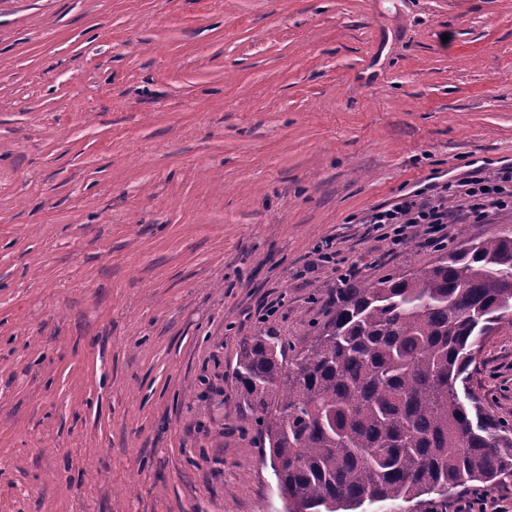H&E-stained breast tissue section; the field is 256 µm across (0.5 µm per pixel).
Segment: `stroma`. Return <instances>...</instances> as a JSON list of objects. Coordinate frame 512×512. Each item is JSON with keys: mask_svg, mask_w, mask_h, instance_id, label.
<instances>
[{"mask_svg": "<svg viewBox=\"0 0 512 512\" xmlns=\"http://www.w3.org/2000/svg\"><path fill=\"white\" fill-rule=\"evenodd\" d=\"M506 167L512 0H0V512H286L243 341L314 336L324 240L431 266L362 216ZM470 387L512 423V325Z\"/></svg>", "mask_w": 512, "mask_h": 512, "instance_id": "35a3bbf8", "label": "stroma"}]
</instances>
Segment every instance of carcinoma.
Masks as SVG:
<instances>
[{"label":"carcinoma","mask_w":512,"mask_h":512,"mask_svg":"<svg viewBox=\"0 0 512 512\" xmlns=\"http://www.w3.org/2000/svg\"><path fill=\"white\" fill-rule=\"evenodd\" d=\"M512 316V230L470 240L429 268L335 289L294 357L245 341L239 407L255 417L288 512H355L512 481V426L471 392L469 368Z\"/></svg>","instance_id":"cac0c4a2"}]
</instances>
